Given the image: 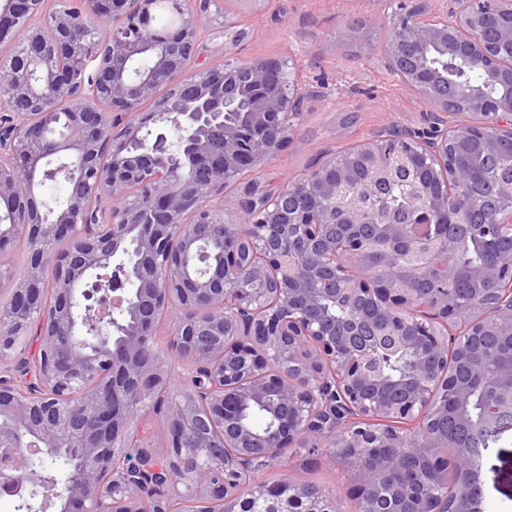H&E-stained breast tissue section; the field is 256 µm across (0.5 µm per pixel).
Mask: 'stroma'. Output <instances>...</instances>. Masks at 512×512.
Segmentation results:
<instances>
[{
  "mask_svg": "<svg viewBox=\"0 0 512 512\" xmlns=\"http://www.w3.org/2000/svg\"><path fill=\"white\" fill-rule=\"evenodd\" d=\"M400 0H224L225 13L246 28L247 38L224 51L219 25H209L197 47L201 68L228 61L277 59L308 86L325 92L305 106L304 117L277 160L261 171L272 186L304 173L323 151L361 144L393 126L422 130L432 108L389 68L386 33ZM377 25L369 45L348 37L352 26ZM266 481L287 479L319 486L340 512H355L357 473L336 462L332 449L285 453ZM481 478L486 512H512V433L483 453Z\"/></svg>",
  "mask_w": 512,
  "mask_h": 512,
  "instance_id": "stroma-1",
  "label": "stroma"
}]
</instances>
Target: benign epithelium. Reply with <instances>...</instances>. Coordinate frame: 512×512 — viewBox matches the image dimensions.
<instances>
[{"mask_svg":"<svg viewBox=\"0 0 512 512\" xmlns=\"http://www.w3.org/2000/svg\"><path fill=\"white\" fill-rule=\"evenodd\" d=\"M47 0H0V43L14 39L0 57V253L17 236L28 240L30 263L14 284V311H0V353L14 352L38 325L36 375L23 384L0 382V489L26 474H62L59 512H159L137 475L159 477L166 499L193 498L220 512H325V491L304 494L288 480L259 479L258 464L285 450L334 449L358 477L356 512H377L385 496L415 501L414 512H476L483 499L473 483V449L440 428L453 407L460 425L477 429L466 415L469 386L448 379V358L429 352L450 342L466 349L468 336L512 334V251L466 270L476 286L499 283L489 300L467 303L450 284L458 273L448 261V235L434 239L426 264L405 266L398 243L419 245L425 230L448 214V196L474 180L452 160L460 141L482 138L494 127L512 134V0H448L450 21L427 15L431 0H415L392 27V61L421 59L434 48L444 57L475 62L504 87L495 99L446 86L424 66L401 75L438 113L417 131L395 128L351 147L350 157L328 151L280 196L244 175L276 159L303 119L304 101L324 93L299 76L270 90L283 66L269 59L234 69L198 68V41L212 21L217 0H197L152 47L156 0H85L82 13L48 7ZM112 19L104 35L96 19ZM246 29L224 25V45L235 46ZM100 45L98 56L89 47ZM151 51L149 65L135 62ZM469 103L466 120L448 111V93ZM62 103L69 105L57 137L47 130ZM147 103L151 110L144 109ZM105 104L104 111L100 105ZM69 166H46L58 155ZM417 155L427 178L414 193L405 223L371 214L361 199L376 196ZM62 178L69 190L47 221L40 187ZM352 186L340 220L303 200L334 198ZM239 188L238 212L224 211V192ZM112 198V212L93 207ZM381 225L373 238L354 234L359 224ZM218 224L224 262L203 267L209 242L196 225ZM512 227V181L499 188L490 230ZM67 241L59 254L52 245ZM374 262L382 277H360L352 266ZM115 270L112 303L133 313L121 327L115 316L98 317L96 334L85 321L80 285ZM58 281L56 302L44 307L47 279ZM137 284L124 289L123 280ZM443 284L426 295L420 284ZM344 307L341 321L321 302ZM180 311L168 331L182 357L175 365L154 349L157 310ZM414 356L412 378L390 383L378 350ZM180 377V398L167 402L171 451L165 460L135 447L133 424L159 411L156 388ZM209 426L224 432L213 448L197 429L198 404ZM261 405L273 428L257 433L242 420L244 408ZM453 447L455 483L438 492L448 460L427 441ZM78 448L75 470L59 453Z\"/></svg>","mask_w":512,"mask_h":512,"instance_id":"obj_1","label":"benign epithelium"}]
</instances>
